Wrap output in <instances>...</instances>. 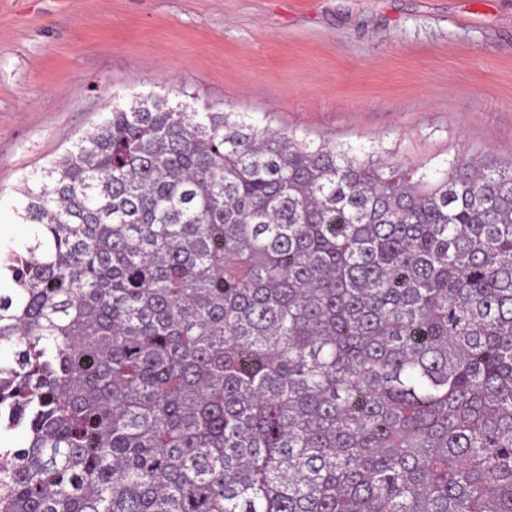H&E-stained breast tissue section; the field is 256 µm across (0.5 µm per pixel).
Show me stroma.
Listing matches in <instances>:
<instances>
[{
    "instance_id": "stroma-1",
    "label": "stroma",
    "mask_w": 512,
    "mask_h": 512,
    "mask_svg": "<svg viewBox=\"0 0 512 512\" xmlns=\"http://www.w3.org/2000/svg\"><path fill=\"white\" fill-rule=\"evenodd\" d=\"M427 179L512 161V0H0V246L60 158L144 96Z\"/></svg>"
}]
</instances>
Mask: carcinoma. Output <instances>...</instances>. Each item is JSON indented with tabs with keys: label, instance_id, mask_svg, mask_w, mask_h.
Here are the masks:
<instances>
[{
	"label": "carcinoma",
	"instance_id": "1",
	"mask_svg": "<svg viewBox=\"0 0 512 512\" xmlns=\"http://www.w3.org/2000/svg\"><path fill=\"white\" fill-rule=\"evenodd\" d=\"M24 196L0 512H512V163L150 97Z\"/></svg>",
	"mask_w": 512,
	"mask_h": 512
}]
</instances>
